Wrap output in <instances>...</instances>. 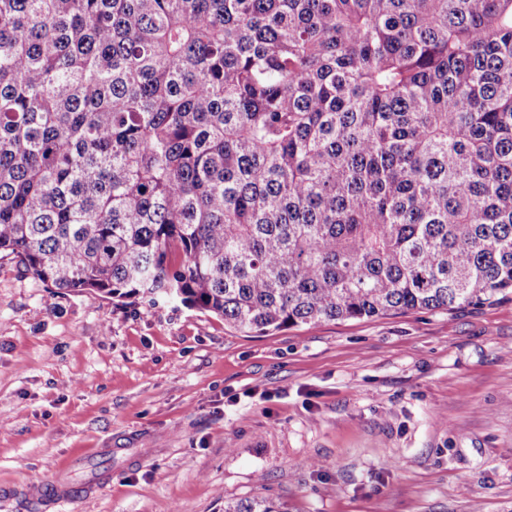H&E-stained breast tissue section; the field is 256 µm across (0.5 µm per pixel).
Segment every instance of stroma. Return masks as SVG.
<instances>
[{"mask_svg": "<svg viewBox=\"0 0 512 512\" xmlns=\"http://www.w3.org/2000/svg\"><path fill=\"white\" fill-rule=\"evenodd\" d=\"M69 483L40 505L29 485ZM512 512V303L249 336L0 258V512ZM224 512H288L272 498L243 499L224 504Z\"/></svg>", "mask_w": 512, "mask_h": 512, "instance_id": "obj_1", "label": "stroma"}]
</instances>
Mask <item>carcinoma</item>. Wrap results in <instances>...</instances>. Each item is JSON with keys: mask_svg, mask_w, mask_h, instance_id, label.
Returning <instances> with one entry per match:
<instances>
[{"mask_svg": "<svg viewBox=\"0 0 512 512\" xmlns=\"http://www.w3.org/2000/svg\"><path fill=\"white\" fill-rule=\"evenodd\" d=\"M2 253L259 335L512 303V0H0Z\"/></svg>", "mask_w": 512, "mask_h": 512, "instance_id": "carcinoma-1", "label": "carcinoma"}]
</instances>
